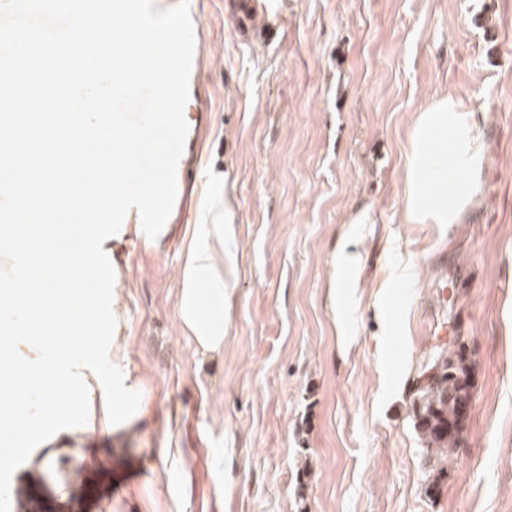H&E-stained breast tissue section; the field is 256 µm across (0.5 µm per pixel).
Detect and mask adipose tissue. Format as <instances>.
Listing matches in <instances>:
<instances>
[{
    "label": "adipose tissue",
    "instance_id": "obj_1",
    "mask_svg": "<svg viewBox=\"0 0 512 512\" xmlns=\"http://www.w3.org/2000/svg\"><path fill=\"white\" fill-rule=\"evenodd\" d=\"M486 155L476 123L456 99L441 94L421 109L411 132L404 174L405 212L414 224H449L479 190V165ZM228 174L210 169L203 182L198 218L188 230L174 271L178 325L205 360L224 354L230 312L244 247L226 194ZM93 429L61 431L51 445L81 448L111 434L122 444L131 427L107 430L101 392H94Z\"/></svg>",
    "mask_w": 512,
    "mask_h": 512
}]
</instances>
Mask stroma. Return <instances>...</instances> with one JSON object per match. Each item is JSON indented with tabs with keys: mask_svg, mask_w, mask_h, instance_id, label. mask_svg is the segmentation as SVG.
Here are the masks:
<instances>
[{
	"mask_svg": "<svg viewBox=\"0 0 512 512\" xmlns=\"http://www.w3.org/2000/svg\"><path fill=\"white\" fill-rule=\"evenodd\" d=\"M194 0L212 65L208 149L245 245L224 358L178 330L169 244L126 251L132 367L148 413L39 477L12 475L10 512H512V0ZM472 113L490 153L452 224H411L403 175L435 93ZM371 221L349 228L358 209ZM358 258L332 308V255ZM473 362L465 446L439 493L408 392L435 346ZM177 448L179 471L159 449Z\"/></svg>",
	"mask_w": 512,
	"mask_h": 512,
	"instance_id": "obj_1",
	"label": "stroma"
}]
</instances>
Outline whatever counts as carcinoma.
I'll return each mask as SVG.
<instances>
[{
	"label": "carcinoma",
	"mask_w": 512,
	"mask_h": 512,
	"mask_svg": "<svg viewBox=\"0 0 512 512\" xmlns=\"http://www.w3.org/2000/svg\"><path fill=\"white\" fill-rule=\"evenodd\" d=\"M472 372L469 359L461 350L437 347L421 368L410 393L413 422L421 440V456L428 474L442 475L448 458L459 454L461 403L470 398Z\"/></svg>",
	"instance_id": "cac0c4a2"
}]
</instances>
